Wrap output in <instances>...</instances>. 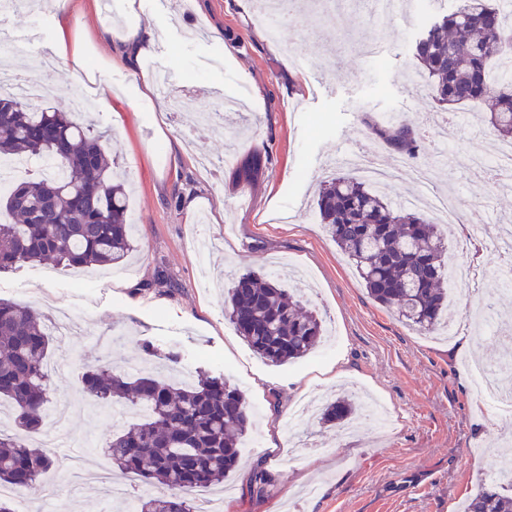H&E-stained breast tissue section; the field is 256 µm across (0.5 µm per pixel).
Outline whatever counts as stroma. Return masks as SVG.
I'll return each mask as SVG.
<instances>
[{
    "label": "stroma",
    "instance_id": "obj_1",
    "mask_svg": "<svg viewBox=\"0 0 512 512\" xmlns=\"http://www.w3.org/2000/svg\"><path fill=\"white\" fill-rule=\"evenodd\" d=\"M254 0H67L62 10L23 5L9 24L33 30L38 49L23 48L22 69L36 71L41 48L57 26L83 46L91 74L74 83L65 66L48 73L57 86L48 107L67 110L71 96L86 98L91 123L102 132L115 170L130 187L128 215L136 252L121 274L47 265L0 272V299L36 305L45 319L73 318L75 335L53 337L50 356L70 360L52 374L54 397L46 414L72 402L53 431V463L19 501L28 512H127L105 498L86 470L110 467L103 447L113 432L137 419L131 406L88 403L81 376L109 355L116 370L153 373L183 383L206 369L238 386L253 411L237 469L224 482L191 492L196 504L223 498V512H462L481 485L492 483L494 453L512 438V419H494L468 370L470 358L499 363L501 338L512 335V291L497 276L512 254L477 250L493 233L492 219L512 220V191L504 192L460 165V158L492 151V128L471 117L456 127L426 89L409 83L417 62L412 46L433 13L398 14L376 23L364 5L352 4L341 20L337 0L318 16L292 19L282 28L294 54L271 40ZM139 19L154 27L160 72L187 89L181 112H171L158 92L139 96L142 67L113 66L116 30ZM381 62L366 51L375 40ZM227 97L248 93V109L228 113L223 128L194 121L210 111L205 89ZM112 89L110 103L99 90ZM413 122L417 165L432 169L440 193L454 196L456 219L439 225L448 260L473 268L468 285L448 283V311L459 316V334L471 336V356L458 353L446 327L422 333L394 310L374 302L354 267L320 224L314 187L341 144L366 142L364 117L384 114ZM266 160L253 182L235 179L236 164L252 151ZM287 259L283 285L300 289L334 332L308 357L274 365L260 359L224 318L223 289L199 287L201 268L227 279L254 270L270 272ZM491 302L499 310L495 334L472 326L467 311ZM181 351L177 365L149 359L145 346ZM381 403L386 423L353 415L346 436L312 422H289L310 397L333 401L342 392ZM264 470L267 492L252 496L254 471Z\"/></svg>",
    "mask_w": 512,
    "mask_h": 512
}]
</instances>
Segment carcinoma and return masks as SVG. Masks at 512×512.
I'll return each instance as SVG.
<instances>
[{"label":"carcinoma","mask_w":512,"mask_h":512,"mask_svg":"<svg viewBox=\"0 0 512 512\" xmlns=\"http://www.w3.org/2000/svg\"><path fill=\"white\" fill-rule=\"evenodd\" d=\"M512 56V27L502 23L499 0H463L433 20L414 47L417 73L430 80L441 106L478 107L498 139L512 143V79L493 78ZM395 154H418L409 121L366 123ZM102 135L66 112L40 110L0 94V162L41 161L51 176H27L0 198L10 217L0 222V271L53 261L66 267L118 266L134 248L123 184L112 180ZM263 167L258 150L235 171L249 182ZM316 210L339 250L353 263L369 297L396 310L407 325L433 331L448 308L442 287L447 245L437 226L417 211L356 178L336 174L320 186ZM224 318L261 358L284 364L310 354L324 335L322 320L306 311L276 274L246 270L233 276ZM50 339L42 314L27 304L0 300V403H9L21 439L0 432V483L20 491L51 466L49 452L32 443L45 425L54 389L48 370ZM84 396L96 405L147 409L112 435L104 452L118 471L158 485L129 512H199L188 494L224 480L236 466L250 426L243 392L206 372L178 386L153 375L130 377L109 366L82 375ZM360 407L348 398L324 406L319 420L342 426ZM464 512H512V495L483 486Z\"/></svg>","instance_id":"carcinoma-1"}]
</instances>
